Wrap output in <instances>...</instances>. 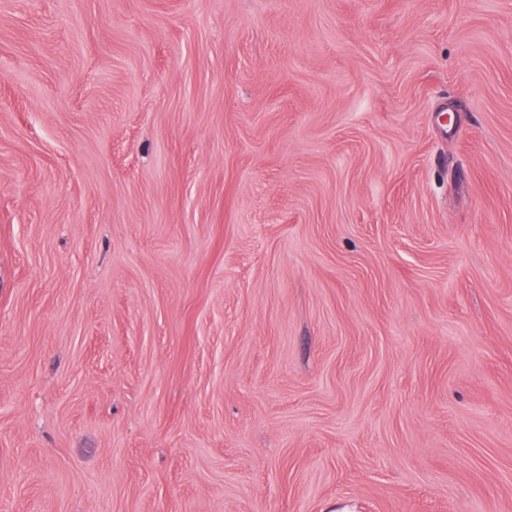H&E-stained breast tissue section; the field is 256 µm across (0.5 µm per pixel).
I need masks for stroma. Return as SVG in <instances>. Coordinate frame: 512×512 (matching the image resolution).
Wrapping results in <instances>:
<instances>
[{
  "label": "stroma",
  "mask_w": 512,
  "mask_h": 512,
  "mask_svg": "<svg viewBox=\"0 0 512 512\" xmlns=\"http://www.w3.org/2000/svg\"><path fill=\"white\" fill-rule=\"evenodd\" d=\"M0 512H512V0H0Z\"/></svg>",
  "instance_id": "stroma-1"
}]
</instances>
